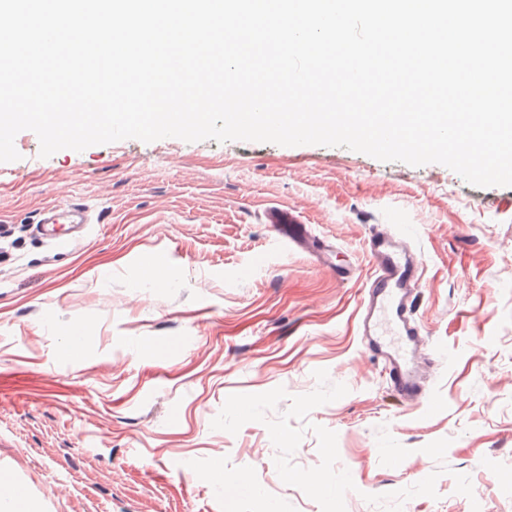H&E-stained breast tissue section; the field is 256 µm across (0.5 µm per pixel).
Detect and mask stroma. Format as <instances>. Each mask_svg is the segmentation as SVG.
I'll return each instance as SVG.
<instances>
[{"mask_svg":"<svg viewBox=\"0 0 512 512\" xmlns=\"http://www.w3.org/2000/svg\"><path fill=\"white\" fill-rule=\"evenodd\" d=\"M15 147L0 162V476L37 512H322L280 479L265 423L211 427L229 395L281 386L277 418L318 369L349 389L307 417L337 435L346 512H384L366 495L434 472L437 498L402 512H472L457 473L482 512H512V187L344 147L131 138L43 158L29 130ZM69 203L90 224L43 238L45 208ZM270 206L307 224L306 249L265 224ZM375 224L421 257L436 357L422 403L393 394L357 334ZM77 326L81 355L62 360ZM441 438L438 462L423 448Z\"/></svg>","mask_w":512,"mask_h":512,"instance_id":"obj_1","label":"stroma"}]
</instances>
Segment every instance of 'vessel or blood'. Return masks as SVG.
Wrapping results in <instances>:
<instances>
[{"instance_id": "vessel-or-blood-1", "label": "vessel or blood", "mask_w": 512, "mask_h": 512, "mask_svg": "<svg viewBox=\"0 0 512 512\" xmlns=\"http://www.w3.org/2000/svg\"><path fill=\"white\" fill-rule=\"evenodd\" d=\"M83 206L50 207L45 224L83 223ZM372 275L361 306L358 333L379 354L389 380L407 401L423 395L422 368L429 362L421 352L415 319L419 260L408 237L374 227L369 236Z\"/></svg>"}]
</instances>
